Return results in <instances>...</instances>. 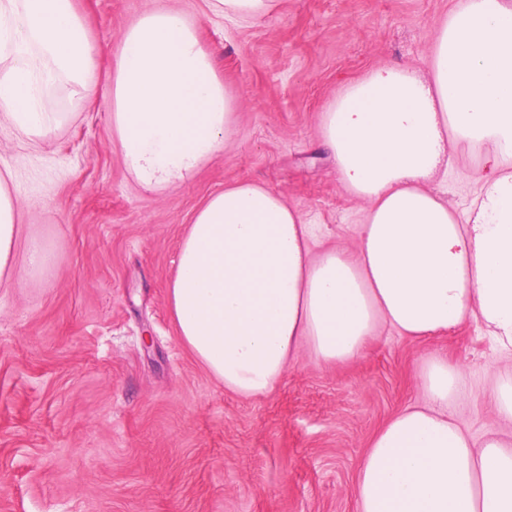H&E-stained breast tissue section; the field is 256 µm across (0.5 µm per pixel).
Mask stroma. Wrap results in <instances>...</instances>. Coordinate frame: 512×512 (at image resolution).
<instances>
[{"label": "stroma", "instance_id": "1", "mask_svg": "<svg viewBox=\"0 0 512 512\" xmlns=\"http://www.w3.org/2000/svg\"><path fill=\"white\" fill-rule=\"evenodd\" d=\"M458 0H278L260 19L207 0H73L99 52L87 98L57 82L58 117L32 141L0 122V169L20 202L18 254L45 264L0 288V512H355L357 467L379 429L420 403L439 357L463 396L451 412L474 438L497 431L496 377L512 357L476 317L432 338L383 328L364 354L320 365L301 355L263 396L214 380L180 342L167 285L193 213L242 180L280 193L315 224L314 249L353 251L366 207L322 150L321 114L382 65L426 75ZM197 29L237 105L221 157L147 190L112 141L110 75L124 30L157 8ZM483 149L448 147L431 187L457 212L479 189Z\"/></svg>", "mask_w": 512, "mask_h": 512}]
</instances>
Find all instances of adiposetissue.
Wrapping results in <instances>:
<instances>
[{"mask_svg": "<svg viewBox=\"0 0 512 512\" xmlns=\"http://www.w3.org/2000/svg\"><path fill=\"white\" fill-rule=\"evenodd\" d=\"M97 51L72 0H0V116L30 139L53 120L42 89L94 88ZM430 77L387 65L348 85L322 116L321 145L367 208L356 249L313 252L312 224L274 190L240 181L212 194L177 243L167 307L183 345L225 389L256 396L300 352L359 358L381 328L426 338L468 317L512 352V0H459L432 45ZM112 137L148 190L219 157L236 126L223 81L177 11L122 35L111 78ZM484 150L465 212L428 190L447 143ZM0 172V287L44 258L17 257L19 207ZM423 402L374 436L353 487L356 512H512V437L474 439L451 417L457 373L440 358Z\"/></svg>", "mask_w": 512, "mask_h": 512, "instance_id": "obj_1", "label": "adipose tissue"}]
</instances>
